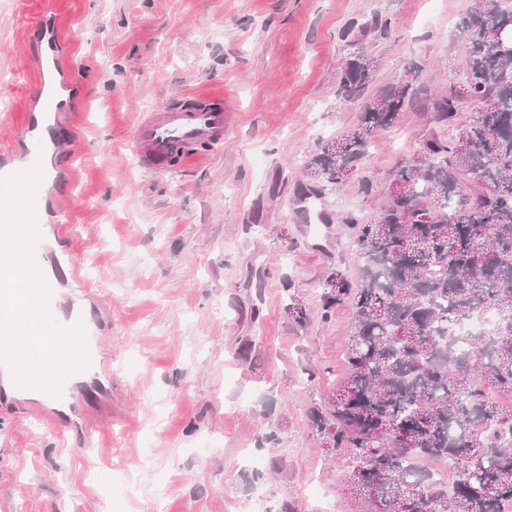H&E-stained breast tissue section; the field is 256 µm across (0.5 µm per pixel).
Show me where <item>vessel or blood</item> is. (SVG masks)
I'll return each mask as SVG.
<instances>
[{
    "label": "vessel or blood",
    "mask_w": 512,
    "mask_h": 512,
    "mask_svg": "<svg viewBox=\"0 0 512 512\" xmlns=\"http://www.w3.org/2000/svg\"><path fill=\"white\" fill-rule=\"evenodd\" d=\"M27 39L33 45L30 57L39 80L30 91L26 121L16 144L0 151V178L39 167L41 180L37 190L42 200L34 205L36 221L59 224L70 200L60 187L70 184L75 159L74 151H62L59 132L70 129V117L84 97L68 64V49L55 10H46L36 20ZM226 127L223 96H203L190 105L172 101L138 120L134 130L135 152L148 172L162 174L174 161L190 156L200 144L222 147ZM65 267L64 283L72 291L63 294L58 288H51L47 307L59 326L82 325L89 359L82 374L93 379L106 373L110 364L99 336L104 313L97 289L81 274L79 260L67 257ZM73 386L74 380L69 377L63 381L59 396L35 390L33 398L25 400L24 405L30 414L51 427H59L56 410L71 402Z\"/></svg>",
    "instance_id": "b4317fda"
}]
</instances>
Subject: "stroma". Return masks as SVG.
I'll list each match as a JSON object with an SVG mask.
<instances>
[{"instance_id":"35a3bbf8","label":"stroma","mask_w":512,"mask_h":512,"mask_svg":"<svg viewBox=\"0 0 512 512\" xmlns=\"http://www.w3.org/2000/svg\"><path fill=\"white\" fill-rule=\"evenodd\" d=\"M45 0H0V149L22 128L36 70L25 29ZM84 90L66 232L109 312L112 382L62 431L0 399V512H335L348 457L308 420L345 372L350 304L322 320L329 269L360 266L351 232L313 227L294 205L306 161L354 126L336 96L339 34L390 17L369 54L380 75L424 65L449 88L465 62L471 0H53ZM223 95L224 146L162 175L134 154V126L170 99ZM431 125L422 104L374 138L358 182L327 193L339 216L371 217L398 160ZM294 297L304 324L284 313ZM319 370L308 380V370ZM276 441H268L269 432Z\"/></svg>"}]
</instances>
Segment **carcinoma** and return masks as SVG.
<instances>
[{
    "label": "carcinoma",
    "mask_w": 512,
    "mask_h": 512,
    "mask_svg": "<svg viewBox=\"0 0 512 512\" xmlns=\"http://www.w3.org/2000/svg\"><path fill=\"white\" fill-rule=\"evenodd\" d=\"M391 29L387 18L351 21L339 35L345 102H362L359 123L322 143L297 189L304 212L344 185L377 134L413 102L424 67L404 68L379 91L366 40ZM512 34V0H472L464 23L466 61L459 85L432 97V133L417 156L391 170L400 195L386 191L369 220L355 211L358 285L332 269L323 282L322 319L352 307L347 371L315 410L319 438L345 450V494L366 512H512V57L496 37ZM482 110L459 126L463 101ZM496 227L489 240L486 228ZM495 319L480 336L448 328L476 314ZM449 461L451 484L429 464Z\"/></svg>",
    "instance_id": "1"
}]
</instances>
